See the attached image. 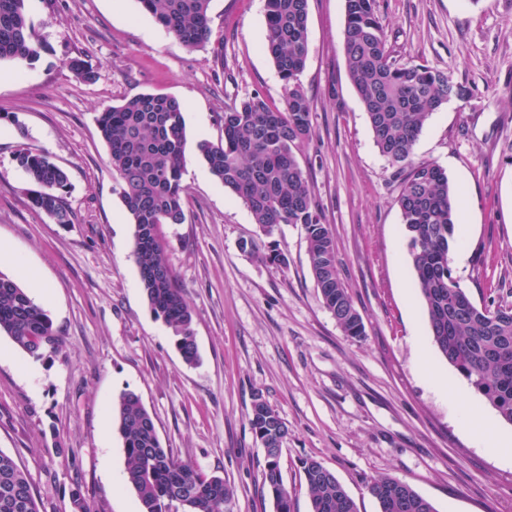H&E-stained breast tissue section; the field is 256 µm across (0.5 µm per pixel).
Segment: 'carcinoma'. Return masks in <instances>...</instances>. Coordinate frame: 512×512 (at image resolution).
<instances>
[{
    "mask_svg": "<svg viewBox=\"0 0 512 512\" xmlns=\"http://www.w3.org/2000/svg\"><path fill=\"white\" fill-rule=\"evenodd\" d=\"M211 0H139L143 10L188 48L210 35ZM264 49L285 89L278 108L254 94L224 110V136L200 139L196 149L210 173L249 208L260 232L271 237L283 224H301L307 234L311 271L323 303L347 336L361 337L364 324L340 277L336 241L301 169L296 149L312 136L311 104L299 83L308 51V0H264ZM343 52L348 77L366 112L380 154L401 176L397 202L409 238L434 343L469 384L512 424V306H476L454 281L456 195L448 174L434 164L412 161L426 120L448 100L469 89L427 65L399 63L386 47L376 0H345ZM41 44L28 23L25 0H0V62L33 61ZM75 76L96 72L79 58L68 62ZM98 128L121 198L134 225L133 256L151 312L175 333L183 360L198 361L193 311L167 256L161 225L185 221L182 184L187 150L184 108L175 98L141 93L100 113ZM38 190L33 205L59 224L70 223L64 203L67 173L42 154L16 155ZM34 358L56 353L62 341L50 316L27 290L0 274V335ZM128 463L126 482L139 512H224L233 489L219 476H205L162 446L153 417L140 397L125 391L113 405ZM249 426L266 454L264 484L276 512H291L279 458L288 426L262 397L254 399ZM311 512H357L336 475L320 461L301 462ZM381 512H437L409 484L382 475L370 486ZM0 512H40L28 475L0 451Z\"/></svg>",
    "mask_w": 512,
    "mask_h": 512,
    "instance_id": "carcinoma-1",
    "label": "carcinoma"
}]
</instances>
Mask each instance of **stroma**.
<instances>
[{
    "instance_id": "35a3bbf8",
    "label": "stroma",
    "mask_w": 512,
    "mask_h": 512,
    "mask_svg": "<svg viewBox=\"0 0 512 512\" xmlns=\"http://www.w3.org/2000/svg\"><path fill=\"white\" fill-rule=\"evenodd\" d=\"M393 57L444 72L471 91L426 121L417 163L442 167L460 198L452 276L476 305L512 306V0H376ZM40 43L33 62L0 63V247L48 312L59 354L34 358L0 336V450L26 470L40 512H138L112 404L136 392L164 447L230 484L224 512H274L265 451L248 414L255 395L289 428L280 469L293 512H310L300 461L335 473L358 512L388 474L437 512H512V464L480 448L459 418L473 406L503 435L512 424L438 351L410 264L398 182L379 154L342 51L345 0H309V54L299 82L313 137L298 159L336 239L338 269L362 317L345 336L311 272L302 225L262 236L246 205L199 158L222 135L224 109L253 94L282 106L263 50V0H211L210 37L190 49L138 0H26ZM94 67L85 81L67 67ZM184 106L189 147L181 224H166L169 260L193 310L200 361L183 362L173 330L151 313L132 256L134 227L96 123L140 93ZM28 149L69 177L67 224L31 202L17 165ZM254 244L253 251L241 248ZM277 244L287 265L266 262ZM428 356L453 392L419 369Z\"/></svg>"
}]
</instances>
